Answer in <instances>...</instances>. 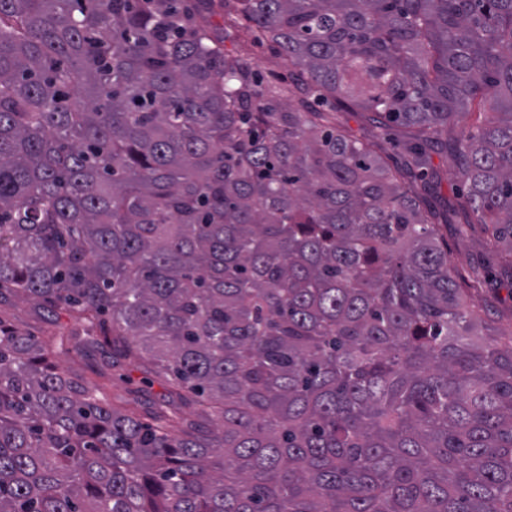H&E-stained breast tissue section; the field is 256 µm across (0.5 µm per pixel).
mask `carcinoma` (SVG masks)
I'll use <instances>...</instances> for the list:
<instances>
[{"label":"carcinoma","mask_w":512,"mask_h":512,"mask_svg":"<svg viewBox=\"0 0 512 512\" xmlns=\"http://www.w3.org/2000/svg\"><path fill=\"white\" fill-rule=\"evenodd\" d=\"M179 3L0 0V306L74 322L0 319V512H512V325L468 303L512 286V0ZM252 68L260 74L264 81L272 80V73L278 71L274 65L273 53L268 44L256 43L250 50ZM465 229V224H448V255L455 270L467 276L474 268L486 267L488 258L484 248V230L476 225L467 236H462ZM3 317L24 333L38 338L47 336L56 328V325L47 319L46 312L39 313L24 297L15 298L10 306L5 307ZM54 361L65 368L83 371L89 374V366L91 364L100 363L99 355L96 356L95 360L87 357L83 352H78L74 349H70L68 352L57 353L54 356ZM145 375L140 369L133 365H125L122 369L110 370L108 384V394L111 401L116 405H121L129 397L128 392L134 389H145L153 397L160 396L166 392L165 385L158 379L147 383Z\"/></svg>","instance_id":"1"}]
</instances>
